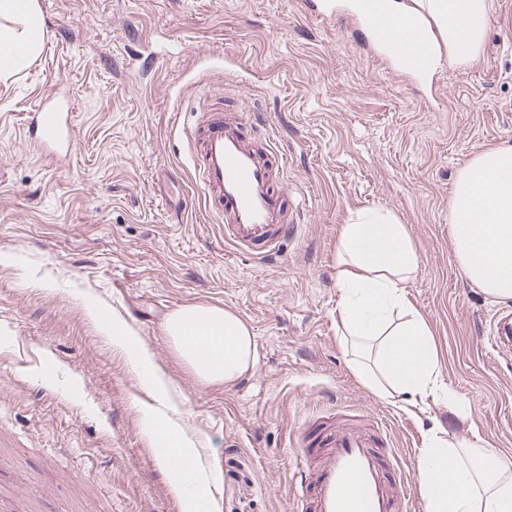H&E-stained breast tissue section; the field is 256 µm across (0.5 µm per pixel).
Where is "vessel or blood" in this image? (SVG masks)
<instances>
[{"instance_id":"b4317fda","label":"vessel or blood","mask_w":512,"mask_h":512,"mask_svg":"<svg viewBox=\"0 0 512 512\" xmlns=\"http://www.w3.org/2000/svg\"><path fill=\"white\" fill-rule=\"evenodd\" d=\"M369 36L388 69L414 80L429 81L436 53L425 32L392 16L386 0H325L314 11L323 20L337 11ZM72 101L46 100L32 113L30 138L53 154L71 144ZM260 132L253 122H230L214 110L201 127L190 130V151L202 197L182 191L184 204L198 205L224 223V239L251 257L264 260L280 253L291 239L295 213L283 173L287 157L273 144L250 146ZM375 435L351 425L329 423L307 440L299 455L309 482L294 492L297 512H410L409 477L378 449Z\"/></svg>"}]
</instances>
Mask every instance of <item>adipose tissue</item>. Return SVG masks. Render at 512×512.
Listing matches in <instances>:
<instances>
[{"instance_id":"ef3b65f1","label":"adipose tissue","mask_w":512,"mask_h":512,"mask_svg":"<svg viewBox=\"0 0 512 512\" xmlns=\"http://www.w3.org/2000/svg\"><path fill=\"white\" fill-rule=\"evenodd\" d=\"M392 12L434 23L452 59L475 55L492 22L490 0H387ZM37 0H0V78L19 72L43 48ZM448 224L468 281L497 301L512 299V143L475 155L457 172ZM337 314L351 369L385 399L411 403L436 389L441 369L432 334L406 287L418 257L405 225L386 213H358L336 246ZM164 331L179 359L206 386L235 383L254 368L250 326L214 305L181 307ZM425 512H512V459L490 444L461 445L432 433L417 461Z\"/></svg>"}]
</instances>
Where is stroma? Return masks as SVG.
Wrapping results in <instances>:
<instances>
[{
	"label": "stroma",
	"mask_w": 512,
	"mask_h": 512,
	"mask_svg": "<svg viewBox=\"0 0 512 512\" xmlns=\"http://www.w3.org/2000/svg\"><path fill=\"white\" fill-rule=\"evenodd\" d=\"M46 35L0 81V512H186L148 438L154 395L106 337L121 317L162 368L170 416L218 472L221 512H291L305 426L387 428L415 465L438 426L512 457V352L485 341L494 301L459 269L448 232L454 177L512 143V14L467 64L445 61L436 97L382 64L343 19L306 0H38ZM78 105L70 154L26 134L47 97ZM263 122L288 156L298 236L263 261L216 218L181 210L188 126L212 108ZM171 193L169 201L159 190ZM363 208L405 224L419 269L407 298L444 382L468 410L395 403L363 386L336 320L334 255ZM218 304L252 328L259 358L204 387L177 359L165 315Z\"/></svg>",
	"instance_id": "obj_1"
}]
</instances>
